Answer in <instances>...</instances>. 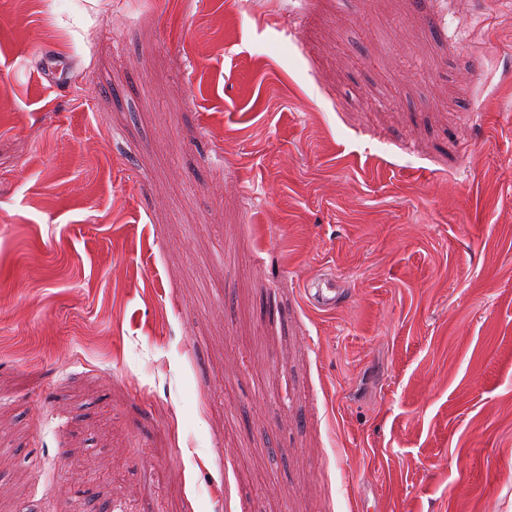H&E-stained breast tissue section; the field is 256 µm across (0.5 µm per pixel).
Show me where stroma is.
<instances>
[{
  "label": "stroma",
  "instance_id": "1",
  "mask_svg": "<svg viewBox=\"0 0 512 512\" xmlns=\"http://www.w3.org/2000/svg\"><path fill=\"white\" fill-rule=\"evenodd\" d=\"M104 503L512 512V0H0V512ZM339 286L335 278L319 275L307 282L305 294L314 306L329 311L342 303V288H339Z\"/></svg>",
  "mask_w": 512,
  "mask_h": 512
}]
</instances>
